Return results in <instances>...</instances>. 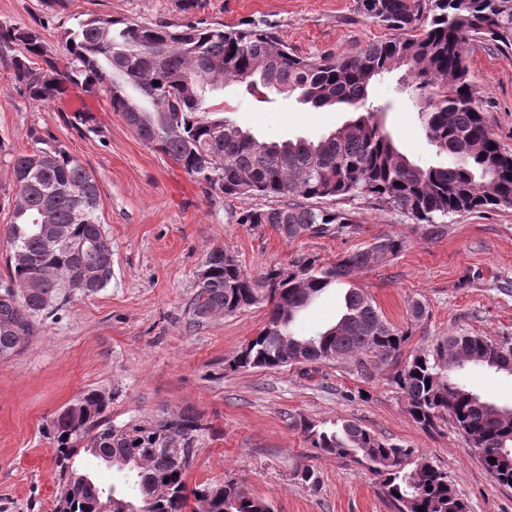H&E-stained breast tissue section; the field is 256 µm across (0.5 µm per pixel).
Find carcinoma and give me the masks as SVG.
Masks as SVG:
<instances>
[{
    "mask_svg": "<svg viewBox=\"0 0 512 512\" xmlns=\"http://www.w3.org/2000/svg\"><path fill=\"white\" fill-rule=\"evenodd\" d=\"M358 9L392 37L346 57H301L254 22L173 29L99 14L65 33L61 55L48 48L39 28L7 22L0 23V50L11 53L14 79L31 101L50 103L70 88L102 92L144 143L209 188L278 199L277 207L245 208L239 223L267 224L288 239L353 231L348 215L310 207L304 199L369 195L427 223L511 209L512 153L494 137L476 101L465 46L480 38L511 51L512 0H358ZM394 72L401 73V94L419 105L427 142L447 162L412 161L378 122L389 105L370 101L369 87ZM229 82L250 94L260 86L294 94L314 108L344 104L359 116L318 140L260 141L227 117H213L206 93ZM68 123L95 131L84 110ZM34 143L13 160L0 359L19 354L41 319L63 310L70 301L66 285L81 268L96 277L99 291L112 279V242L98 217L96 178L62 147L41 137ZM404 245L385 235L330 267L303 257L288 272L269 267L257 275L212 251L190 304L191 320L262 302L271 306L263 328L234 357L235 370L350 361L370 379L382 365L396 366L393 383L412 421L429 433L451 421L486 473L511 488L512 407L484 399L460 381L470 367L512 376L511 340L453 334L401 362L408 333L389 323L360 288L347 289L334 326L313 336L293 331L312 300ZM111 405L112 393L89 388L42 427L62 481L61 512H96L103 496L112 499V512H195L189 500L201 497L208 512H270L231 480L187 490L193 462L183 457L213 434L201 414L183 409L115 424ZM299 426L310 447L365 464L394 512H467L448 473L414 449L389 443L353 420L330 427L301 420ZM82 452L112 459L124 484L106 486L77 469L74 460Z\"/></svg>",
    "mask_w": 512,
    "mask_h": 512,
    "instance_id": "cac0c4a2",
    "label": "carcinoma"
}]
</instances>
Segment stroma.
Returning a JSON list of instances; mask_svg holds the SVG:
<instances>
[{
    "label": "stroma",
    "mask_w": 512,
    "mask_h": 512,
    "mask_svg": "<svg viewBox=\"0 0 512 512\" xmlns=\"http://www.w3.org/2000/svg\"><path fill=\"white\" fill-rule=\"evenodd\" d=\"M94 14L178 28L206 21L269 24L301 56H347L389 38L356 0H66L48 10L42 0H0V22L39 26L63 50L62 36ZM470 81L495 138L512 152V51L477 39L467 46ZM8 54L0 53V280L10 252L8 211L14 156L30 152L34 137L56 141L94 172L101 221L112 241V280L91 296L45 317L39 336L18 355L0 360V512H53L59 480L41 426L89 388L116 390L115 423L192 409L215 429L197 450L188 486L237 481L271 512H391L375 475L360 463L311 448L295 427L359 422L379 437L415 449L447 472L468 512H512V488L498 485L450 424L422 431L406 414L393 386V368L365 379L352 364H294L273 370L232 369L230 361L265 324L269 308L255 305L195 323L189 305L197 272L214 250L233 255L251 274L270 266L291 269L299 257L328 266L376 238L402 239L396 256L357 272L382 315L407 331L404 354L432 339L474 333L512 339V209L453 214L427 224L362 194L327 201L349 214L350 233L287 239L269 225L238 223L244 207H267L206 188L181 166L143 143L103 96L82 93L36 104L17 88ZM391 75L371 98L390 103L382 124L410 159L430 161L417 109L397 92ZM221 115L258 139L318 138L351 120L335 107L313 109L235 84L212 93ZM90 110L94 131L66 121L74 106ZM344 291L323 293L301 315L296 331L311 336L335 323ZM426 308L410 315L412 302ZM466 385L500 406H512V377L470 369ZM314 470L316 486L301 484L296 468Z\"/></svg>",
    "instance_id": "35a3bbf8"
}]
</instances>
